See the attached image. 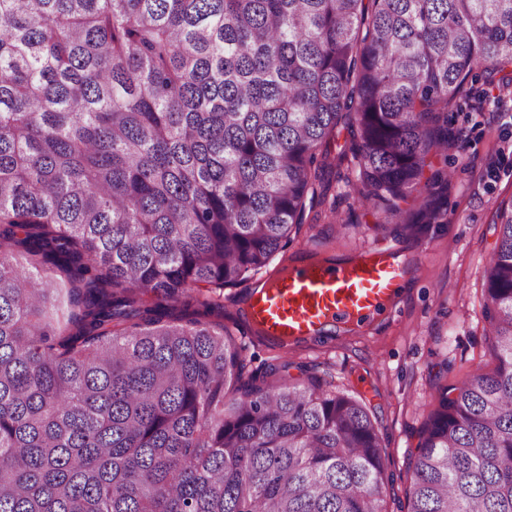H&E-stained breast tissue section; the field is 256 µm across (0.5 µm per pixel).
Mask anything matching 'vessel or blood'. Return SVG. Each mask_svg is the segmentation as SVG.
Listing matches in <instances>:
<instances>
[{"mask_svg": "<svg viewBox=\"0 0 512 512\" xmlns=\"http://www.w3.org/2000/svg\"><path fill=\"white\" fill-rule=\"evenodd\" d=\"M404 280V265L382 248L334 265L292 264L272 287L248 299L250 322L283 342L316 335L332 323L363 326L388 312Z\"/></svg>", "mask_w": 512, "mask_h": 512, "instance_id": "obj_1", "label": "vessel or blood"}]
</instances>
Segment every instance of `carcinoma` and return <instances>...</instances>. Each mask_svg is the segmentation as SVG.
Segmentation results:
<instances>
[{
	"label": "carcinoma",
	"instance_id": "obj_1",
	"mask_svg": "<svg viewBox=\"0 0 512 512\" xmlns=\"http://www.w3.org/2000/svg\"><path fill=\"white\" fill-rule=\"evenodd\" d=\"M478 67L512 85V0H0V512H382L366 403L258 384L202 318L344 164L381 223L438 219ZM495 225L498 364L439 387L406 512H512V204Z\"/></svg>",
	"mask_w": 512,
	"mask_h": 512
}]
</instances>
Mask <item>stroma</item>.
Listing matches in <instances>:
<instances>
[{
    "mask_svg": "<svg viewBox=\"0 0 512 512\" xmlns=\"http://www.w3.org/2000/svg\"><path fill=\"white\" fill-rule=\"evenodd\" d=\"M482 76L470 77L451 118L461 148L436 155L426 178L453 177L441 217L405 231L379 230L377 218L352 204L332 182L340 223L321 209L307 211L291 252L316 250L343 260L365 247L393 250L410 273L391 313L359 330L330 329L280 349L259 341L240 315L250 291L244 283L224 290V310L209 315L246 349L248 371L270 385L332 376L337 387L365 398L377 419L385 452L384 512H402L412 483L410 457L439 386L496 365L485 339L484 271L494 252L495 212L512 200V107L486 104Z\"/></svg>",
    "mask_w": 512,
    "mask_h": 512,
    "instance_id": "1",
    "label": "stroma"
}]
</instances>
